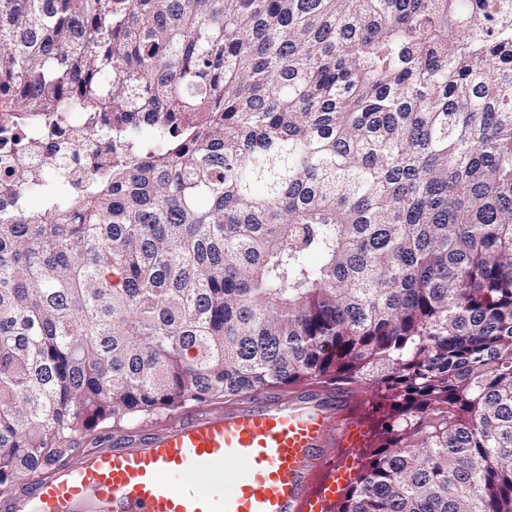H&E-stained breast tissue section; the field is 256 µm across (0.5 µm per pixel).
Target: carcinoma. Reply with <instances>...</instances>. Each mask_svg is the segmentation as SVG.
Masks as SVG:
<instances>
[{"label": "carcinoma", "instance_id": "cac0c4a2", "mask_svg": "<svg viewBox=\"0 0 512 512\" xmlns=\"http://www.w3.org/2000/svg\"><path fill=\"white\" fill-rule=\"evenodd\" d=\"M71 105L125 152L0 205V491L310 382L372 396L333 512H512V0H0L9 127Z\"/></svg>", "mask_w": 512, "mask_h": 512}]
</instances>
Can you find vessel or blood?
<instances>
[{
    "label": "vessel or blood",
    "instance_id": "obj_1",
    "mask_svg": "<svg viewBox=\"0 0 512 512\" xmlns=\"http://www.w3.org/2000/svg\"><path fill=\"white\" fill-rule=\"evenodd\" d=\"M349 401L318 389L190 410L29 475L0 512H323L337 482L314 480L358 431Z\"/></svg>",
    "mask_w": 512,
    "mask_h": 512
}]
</instances>
